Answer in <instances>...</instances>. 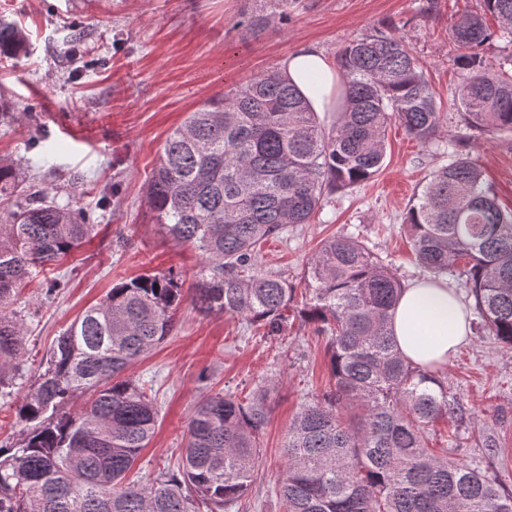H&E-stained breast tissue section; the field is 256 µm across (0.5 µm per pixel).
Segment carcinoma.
Listing matches in <instances>:
<instances>
[{
	"label": "carcinoma",
	"mask_w": 512,
	"mask_h": 512,
	"mask_svg": "<svg viewBox=\"0 0 512 512\" xmlns=\"http://www.w3.org/2000/svg\"><path fill=\"white\" fill-rule=\"evenodd\" d=\"M247 26L263 32L294 0H257ZM497 19L465 14L451 35L465 53L455 99L468 132L437 142L442 116L412 50L394 33L352 40L339 54L344 82L326 129L280 71L262 72L192 112L166 139L147 198L156 223L204 260L193 303L281 332L296 288L255 268L261 242L309 224L325 197L373 179L397 120L442 159L405 216L418 264L469 288L476 331L512 348V209L502 208L458 140L512 133V71L479 55L512 38V0H484ZM27 36L0 18V57L20 59ZM19 163L0 159V196L18 186ZM84 212L36 190L0 211V386L25 355L5 309L33 269L52 264L95 231ZM403 284L358 237L325 239L310 259L297 315L328 338L333 386L288 427L276 495L284 512H512V489L477 462L440 456L430 427L453 410L439 373L405 360L391 333ZM182 302L171 276L141 275L112 287L56 339L17 408L19 445L0 446V512H226L239 506L259 467L268 390L245 399L210 394L187 423L178 473L143 485L130 473L152 439L156 396L122 377L173 329ZM83 398L81 410L64 405Z\"/></svg>",
	"instance_id": "obj_1"
}]
</instances>
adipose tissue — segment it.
Listing matches in <instances>:
<instances>
[{
    "label": "adipose tissue",
    "mask_w": 512,
    "mask_h": 512,
    "mask_svg": "<svg viewBox=\"0 0 512 512\" xmlns=\"http://www.w3.org/2000/svg\"><path fill=\"white\" fill-rule=\"evenodd\" d=\"M280 70L320 118L330 119L343 73L319 48L300 47L281 61ZM469 314L447 280L428 278L409 283L392 314V332L400 353L433 368L447 365L450 356L466 342Z\"/></svg>",
    "instance_id": "1"
}]
</instances>
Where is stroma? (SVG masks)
I'll list each match as a JSON object with an SVG mask.
<instances>
[{"label": "stroma", "mask_w": 512, "mask_h": 512, "mask_svg": "<svg viewBox=\"0 0 512 512\" xmlns=\"http://www.w3.org/2000/svg\"><path fill=\"white\" fill-rule=\"evenodd\" d=\"M253 0H0V18L29 35L18 60L0 59V157L19 160L23 202L34 190L91 214L96 230L63 260L36 269L12 309L23 322L25 355L13 387L0 393V446L20 440L15 413L57 336L112 287L134 277L177 274L185 296L174 328L128 375L152 386L160 405L154 437L135 471L143 481L176 469L186 425L207 392L246 396L271 386L263 457L245 512H283L272 493L285 467L288 424L329 383L326 340L290 317L280 336L240 316L204 314L189 298L203 266L198 250L173 242L147 204L149 176L166 137L211 97L279 66L312 44L338 57L351 40L392 31L413 51L443 116L442 135L464 128L454 91L463 72L450 28L483 0H298L288 22L253 33L242 19ZM87 34L81 56L67 41ZM386 158L370 182L329 195L312 223L263 243L258 270L302 286L323 239L351 233L390 260L402 283L424 278L411 252L405 213L439 160L400 125L386 131ZM466 153L503 206L512 208V134L470 140ZM61 287L48 292L53 280ZM453 413L434 426L432 448L479 461L512 488V350L472 335L442 369ZM497 454H487L488 445Z\"/></svg>", "instance_id": "35a3bbf8"}]
</instances>
